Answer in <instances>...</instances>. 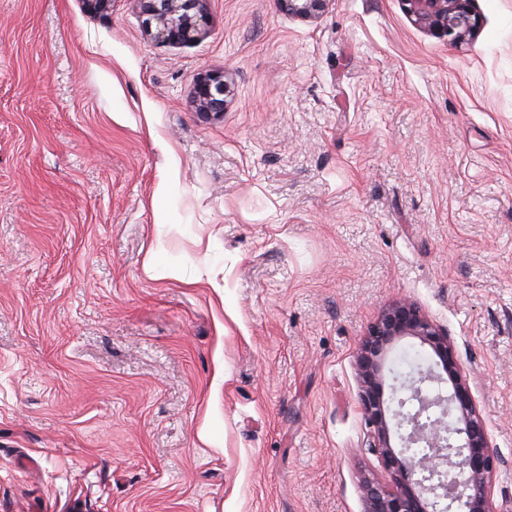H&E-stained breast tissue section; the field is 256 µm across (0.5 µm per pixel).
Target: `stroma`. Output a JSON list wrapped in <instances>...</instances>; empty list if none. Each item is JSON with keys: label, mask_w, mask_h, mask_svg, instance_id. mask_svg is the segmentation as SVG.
I'll return each mask as SVG.
<instances>
[{"label": "stroma", "mask_w": 512, "mask_h": 512, "mask_svg": "<svg viewBox=\"0 0 512 512\" xmlns=\"http://www.w3.org/2000/svg\"><path fill=\"white\" fill-rule=\"evenodd\" d=\"M0 0V512H363L355 356L447 329L512 512V0ZM223 72L224 116L192 104ZM148 35L161 44H188L204 33L207 0H135ZM330 0H277L279 7L289 15L308 16L324 11ZM403 1L416 23L428 24L451 45L473 36L482 26V16L474 7L475 0Z\"/></svg>", "instance_id": "35a3bbf8"}]
</instances>
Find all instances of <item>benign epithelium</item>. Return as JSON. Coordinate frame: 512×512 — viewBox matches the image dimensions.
<instances>
[{"label": "benign epithelium", "mask_w": 512, "mask_h": 512, "mask_svg": "<svg viewBox=\"0 0 512 512\" xmlns=\"http://www.w3.org/2000/svg\"><path fill=\"white\" fill-rule=\"evenodd\" d=\"M148 35L161 44H188L204 33L207 0H135ZM330 0H277L289 14L324 11ZM419 24L448 44L476 34L474 0H404ZM224 74L197 78L194 105L206 119L223 116ZM413 338L430 353L426 372L385 393V367L396 344ZM359 400L385 482L366 477L364 512H493L489 489L498 457L448 332L409 301L385 306L356 353Z\"/></svg>", "instance_id": "obj_1"}]
</instances>
